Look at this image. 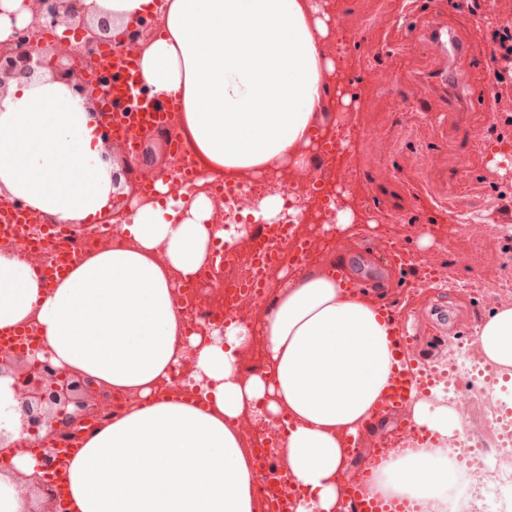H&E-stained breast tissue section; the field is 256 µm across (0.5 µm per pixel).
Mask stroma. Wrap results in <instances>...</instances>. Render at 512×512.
Segmentation results:
<instances>
[{
  "label": "stroma",
  "instance_id": "obj_1",
  "mask_svg": "<svg viewBox=\"0 0 512 512\" xmlns=\"http://www.w3.org/2000/svg\"><path fill=\"white\" fill-rule=\"evenodd\" d=\"M406 0H340V21L359 30L347 41V78L352 107L339 124L354 144L347 162L352 187L370 202L373 228L357 238L340 236L334 251L350 261L361 290L381 296L399 326L416 336L414 359L433 363L451 346L474 336L492 311L486 295L451 292L444 280L426 284L423 262L440 259L447 244L470 248L468 234L448 238L447 210L479 209L483 223L512 229V89L501 92L496 111L484 101L493 91L490 36L495 23L512 19V0H485L471 11L448 0H418L404 18ZM469 47L471 64L454 81L466 97L449 110L448 95L423 79L445 61L427 38L439 16ZM433 243L420 244L423 234ZM392 246L408 255L405 265L384 268L364 259L367 245ZM512 270V241L485 250L480 267L454 269L457 280H494Z\"/></svg>",
  "mask_w": 512,
  "mask_h": 512
}]
</instances>
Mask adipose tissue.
<instances>
[{"mask_svg": "<svg viewBox=\"0 0 512 512\" xmlns=\"http://www.w3.org/2000/svg\"><path fill=\"white\" fill-rule=\"evenodd\" d=\"M112 16L113 32L145 16L162 27L143 48L142 87L181 101L176 133L198 161L195 191L157 180L135 197L121 233L79 257L63 279L34 275L0 251V331L36 328L28 361L89 377L125 407L96 425L67 463L66 512H263L251 450L260 431L288 419L281 460L300 485L294 512H348L342 483L351 438L369 424L394 367V325L365 291L344 288L343 259L317 248L268 278L255 315L190 330L178 290L216 248L248 227L215 224L209 186L314 171L328 130L324 46L332 14L320 0H84ZM83 100L42 74L13 80L0 98V198L56 224H88L110 205L116 166ZM485 356L512 367V307L477 329ZM257 371L244 373L247 353ZM185 373L184 391L170 390ZM13 379L0 377V512H42L37 454L18 452L21 411ZM255 427L240 428L241 420ZM373 493L470 512L458 471L442 449L380 455Z\"/></svg>", "mask_w": 512, "mask_h": 512, "instance_id": "ef3b65f1", "label": "adipose tissue"}]
</instances>
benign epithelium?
Listing matches in <instances>:
<instances>
[{
    "mask_svg": "<svg viewBox=\"0 0 512 512\" xmlns=\"http://www.w3.org/2000/svg\"><path fill=\"white\" fill-rule=\"evenodd\" d=\"M23 6L31 12L30 21L0 41V95L9 80H30L46 70L101 115L104 105L112 103L116 75L106 66L100 69L101 78L90 85L82 72L95 63L98 45L112 41V17L104 14L87 19L79 0H23ZM58 26L74 32V40L43 42V31ZM152 27L143 19L126 27L118 36L119 48L126 55L139 53L150 39ZM4 373L14 379L23 431L28 434L16 446L40 448L46 470L61 462L58 448L76 438L89 420L101 421L112 414V397L92 380L70 375L47 361L33 372L25 356L0 350V375ZM45 426L51 430L42 438L40 431Z\"/></svg>",
    "mask_w": 512,
    "mask_h": 512,
    "instance_id": "obj_1",
    "label": "benign epithelium"
}]
</instances>
